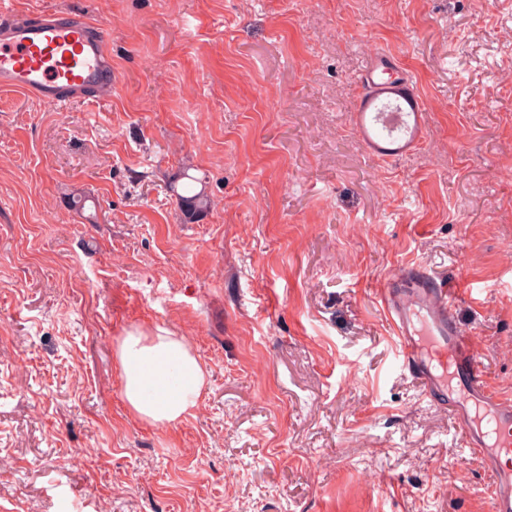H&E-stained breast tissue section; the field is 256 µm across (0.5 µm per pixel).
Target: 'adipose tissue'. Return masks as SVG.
Listing matches in <instances>:
<instances>
[{
  "instance_id": "adipose-tissue-1",
  "label": "adipose tissue",
  "mask_w": 512,
  "mask_h": 512,
  "mask_svg": "<svg viewBox=\"0 0 512 512\" xmlns=\"http://www.w3.org/2000/svg\"><path fill=\"white\" fill-rule=\"evenodd\" d=\"M117 360L122 393L142 420L172 426L192 411L207 381V373L185 338L159 328L152 334L128 333Z\"/></svg>"
}]
</instances>
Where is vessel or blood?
I'll list each match as a JSON object with an SVG mask.
<instances>
[{
	"label": "vessel or blood",
	"instance_id": "1",
	"mask_svg": "<svg viewBox=\"0 0 512 512\" xmlns=\"http://www.w3.org/2000/svg\"><path fill=\"white\" fill-rule=\"evenodd\" d=\"M361 82L365 93L356 126L370 150L389 158L415 147L419 133L408 129L405 113L371 109L384 95L413 98L410 80L392 81L372 65ZM0 88L57 107L77 96L111 97L105 29L78 15L21 18L0 9ZM376 295L393 328L404 372L453 414L464 447L491 473L489 512H512V398L491 392L483 382L471 338L457 320L459 290L416 264L393 271Z\"/></svg>",
	"mask_w": 512,
	"mask_h": 512
}]
</instances>
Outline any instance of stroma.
Returning <instances> with one entry per match:
<instances>
[{"label": "stroma", "instance_id": "stroma-1", "mask_svg": "<svg viewBox=\"0 0 512 512\" xmlns=\"http://www.w3.org/2000/svg\"><path fill=\"white\" fill-rule=\"evenodd\" d=\"M15 8L104 25L112 97L0 89V512H488L375 290L414 262L460 284L512 396V0ZM380 53L422 113L388 160L354 121ZM185 171L212 201L191 223ZM159 327L207 372L173 426L130 410L116 356Z\"/></svg>", "mask_w": 512, "mask_h": 512}]
</instances>
